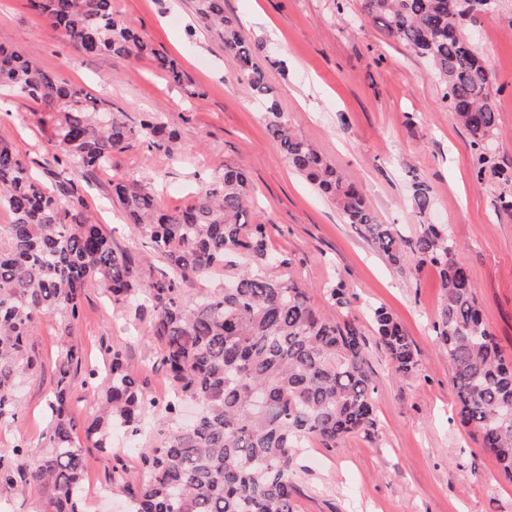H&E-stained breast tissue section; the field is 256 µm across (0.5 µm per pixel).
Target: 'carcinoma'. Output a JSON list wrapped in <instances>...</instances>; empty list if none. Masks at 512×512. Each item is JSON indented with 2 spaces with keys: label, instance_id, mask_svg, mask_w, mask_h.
Listing matches in <instances>:
<instances>
[{
  "label": "carcinoma",
  "instance_id": "cac0c4a2",
  "mask_svg": "<svg viewBox=\"0 0 512 512\" xmlns=\"http://www.w3.org/2000/svg\"><path fill=\"white\" fill-rule=\"evenodd\" d=\"M206 31L240 64L242 78L264 106L263 118L288 165L330 199L394 266L410 248L439 275L441 304L435 340L452 362V386L461 423L478 429L483 446L512 479V361L486 326L460 247L441 224H420L413 240L383 224L363 191L345 181L304 138L294 134L256 61L251 42L224 15V0H192ZM485 0H362V11L388 35L429 60L443 101L468 132L477 180L506 184L498 212L512 217V172L492 162L487 146L497 125L489 70L476 54L468 24ZM85 55L149 58L175 85V59L145 41L112 0H31ZM40 103L49 142L66 159L54 183L40 180L13 144L0 139V425L21 414L18 387L36 373L33 339L41 318L78 320L88 284L99 280L114 305L137 302L152 310L147 336L159 342L172 397L158 402L129 372L121 349L106 346L108 371L85 368L84 383L104 389V406L86 438L109 450L112 429L143 432L156 415L152 441L141 453L142 478L119 485L135 512H296V450L310 439L336 448L355 434L377 430L375 389L364 367L365 339L352 316V294L339 280L329 297L343 314L323 317L308 291L267 273L272 265L266 225L248 224L250 184L245 171L224 167L184 208H160L143 179L112 184V203L145 240L165 269L146 275L143 264L112 245L111 236L83 212L67 169L96 171L130 141L157 148L176 140L161 118L132 125L124 112L91 92L41 69L0 39V88ZM70 205H65L62 198ZM410 199L419 216L432 208L430 187L414 181ZM218 267L238 271L215 288L188 294L183 284ZM376 338L395 371L413 373L414 344L383 306L370 308ZM84 356L73 345L59 352L40 443L19 442L0 455V491L34 481L46 490V512H82L86 463L69 417L71 373Z\"/></svg>",
  "mask_w": 512,
  "mask_h": 512
}]
</instances>
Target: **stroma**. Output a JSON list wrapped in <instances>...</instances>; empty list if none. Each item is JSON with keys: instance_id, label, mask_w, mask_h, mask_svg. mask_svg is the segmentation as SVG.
Returning <instances> with one entry per match:
<instances>
[{"instance_id": "stroma-1", "label": "stroma", "mask_w": 512, "mask_h": 512, "mask_svg": "<svg viewBox=\"0 0 512 512\" xmlns=\"http://www.w3.org/2000/svg\"><path fill=\"white\" fill-rule=\"evenodd\" d=\"M112 6L177 61L183 85L169 84L146 59L82 55L29 0H0V36L20 55L122 108L130 123L154 113L177 132L171 149L136 139L107 169L70 171L113 245L137 259L145 254L140 236L112 206L113 180L154 177L160 206L176 211L231 165L250 177V221L266 225L277 259L270 275L302 283L332 321L338 314L329 288L339 280L351 288L378 429L335 448L313 442L302 449L295 464L297 512H512V481L457 416L452 364L434 341L435 269L419 267L410 252L402 265H390L290 168L260 103L240 80L239 63L201 28L191 0H112ZM224 12L263 45L258 62L291 127L343 179L362 188L383 223L412 238L419 218L410 184L417 179L430 186L428 221L447 225L461 246L483 319L512 356V217L497 210V183L477 180L470 138L442 102L443 88L424 59L365 18L361 0H224ZM470 30L492 76L498 123L491 156L512 170V0L478 13ZM43 111L0 90V138L46 178L60 171L62 154L47 142ZM372 306L390 310L412 339L418 365L411 375L397 374L378 344ZM149 320L147 310L112 304L96 281L86 288L83 312L70 330H63L60 317L43 319L35 338L42 367L23 385L22 419L0 425V449L21 439L38 442L57 351L65 344L82 349L91 364L100 363L101 346L124 349L143 389L164 399L169 384L156 364V341L144 335ZM83 448L85 482L108 490L102 501H87L86 512H127L113 487L110 453L88 440Z\"/></svg>"}]
</instances>
